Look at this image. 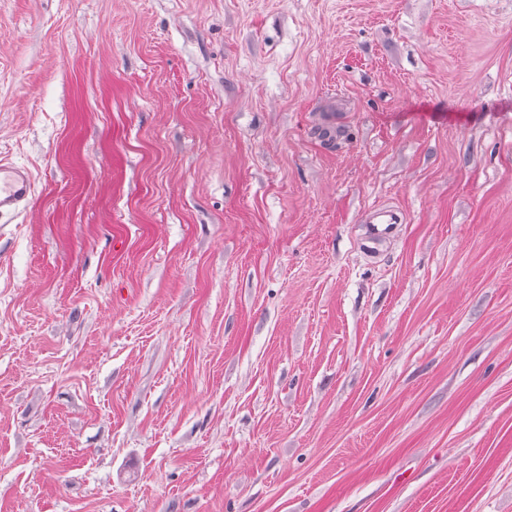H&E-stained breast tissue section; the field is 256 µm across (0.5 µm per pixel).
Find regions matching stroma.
<instances>
[{"label":"stroma","mask_w":512,"mask_h":512,"mask_svg":"<svg viewBox=\"0 0 512 512\" xmlns=\"http://www.w3.org/2000/svg\"><path fill=\"white\" fill-rule=\"evenodd\" d=\"M0 162V512H512V0H0ZM33 191L30 174L17 166L0 163V215L29 204ZM400 214L391 209L378 210L370 221L369 233L374 239H381L389 236L394 225L401 224Z\"/></svg>","instance_id":"stroma-1"}]
</instances>
